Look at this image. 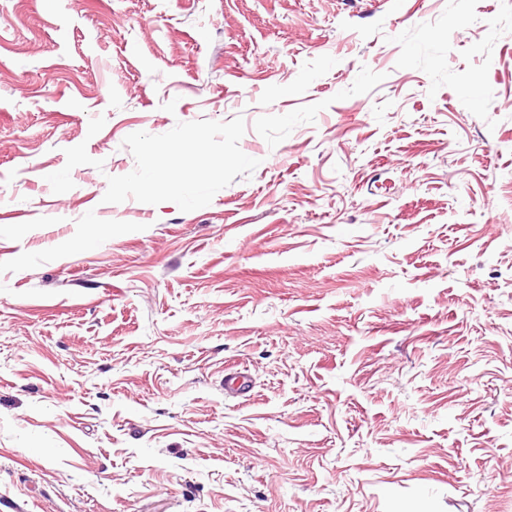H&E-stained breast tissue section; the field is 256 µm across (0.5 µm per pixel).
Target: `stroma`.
Instances as JSON below:
<instances>
[{"instance_id": "35a3bbf8", "label": "stroma", "mask_w": 512, "mask_h": 512, "mask_svg": "<svg viewBox=\"0 0 512 512\" xmlns=\"http://www.w3.org/2000/svg\"><path fill=\"white\" fill-rule=\"evenodd\" d=\"M0 189V512H512V0H0ZM175 151L169 148L151 147L146 153L144 184L155 187L165 182L162 166L163 156H173Z\"/></svg>"}]
</instances>
